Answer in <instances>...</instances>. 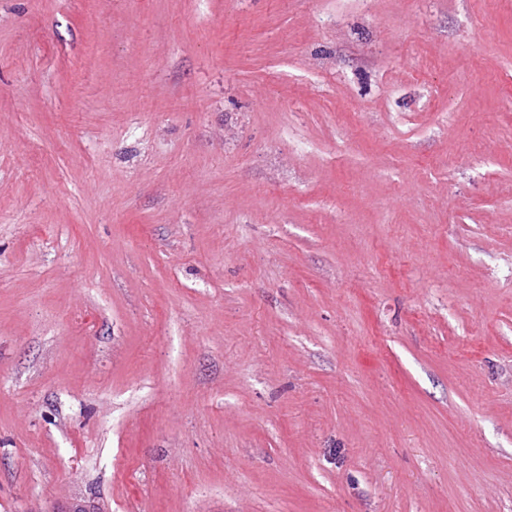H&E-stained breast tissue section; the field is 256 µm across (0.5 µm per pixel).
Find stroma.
Wrapping results in <instances>:
<instances>
[{"instance_id": "35a3bbf8", "label": "stroma", "mask_w": 512, "mask_h": 512, "mask_svg": "<svg viewBox=\"0 0 512 512\" xmlns=\"http://www.w3.org/2000/svg\"><path fill=\"white\" fill-rule=\"evenodd\" d=\"M512 512V0H0V512Z\"/></svg>"}]
</instances>
